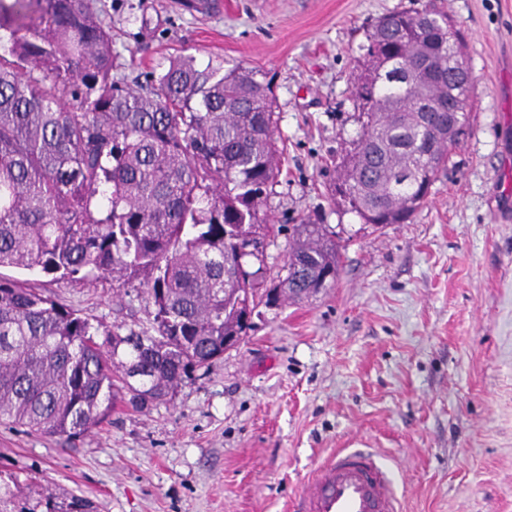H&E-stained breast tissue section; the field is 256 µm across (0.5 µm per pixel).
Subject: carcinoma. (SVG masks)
I'll return each mask as SVG.
<instances>
[{
	"label": "carcinoma",
	"instance_id": "cac0c4a2",
	"mask_svg": "<svg viewBox=\"0 0 512 512\" xmlns=\"http://www.w3.org/2000/svg\"><path fill=\"white\" fill-rule=\"evenodd\" d=\"M447 15L427 4L377 21L363 46L380 80L357 98L362 132L336 195L375 227L410 222L450 154L455 118ZM112 32L82 0H0V267L57 279L140 278L155 334L120 336L34 288L0 278V423L70 441L120 403L173 394L245 337L238 302L258 310L335 283L342 245L296 224L265 285L243 235L280 174L273 102L257 73L171 58L133 90L112 71ZM105 336L99 343L95 336ZM0 512H93L53 494L0 496Z\"/></svg>",
	"mask_w": 512,
	"mask_h": 512
}]
</instances>
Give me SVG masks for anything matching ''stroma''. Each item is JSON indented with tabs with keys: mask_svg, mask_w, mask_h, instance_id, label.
Here are the masks:
<instances>
[{
	"mask_svg": "<svg viewBox=\"0 0 512 512\" xmlns=\"http://www.w3.org/2000/svg\"><path fill=\"white\" fill-rule=\"evenodd\" d=\"M448 13L472 73L468 121L412 221L374 229L338 205L361 133L362 45L385 15ZM118 76L170 58L259 70L282 172L261 212L269 275L295 224L348 239L333 287L263 310L238 348L166 400L117 409L67 445L0 425V494L45 487L95 512H287L339 448L396 467L401 512H512V0H95ZM100 329L153 326L135 288L0 268Z\"/></svg>",
	"mask_w": 512,
	"mask_h": 512,
	"instance_id": "obj_1",
	"label": "stroma"
}]
</instances>
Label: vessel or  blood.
<instances>
[{
	"mask_svg": "<svg viewBox=\"0 0 512 512\" xmlns=\"http://www.w3.org/2000/svg\"><path fill=\"white\" fill-rule=\"evenodd\" d=\"M301 512H398L391 469L372 451L340 448L312 473Z\"/></svg>",
	"mask_w": 512,
	"mask_h": 512,
	"instance_id": "vessel-or-blood-1",
	"label": "vessel or blood"
}]
</instances>
